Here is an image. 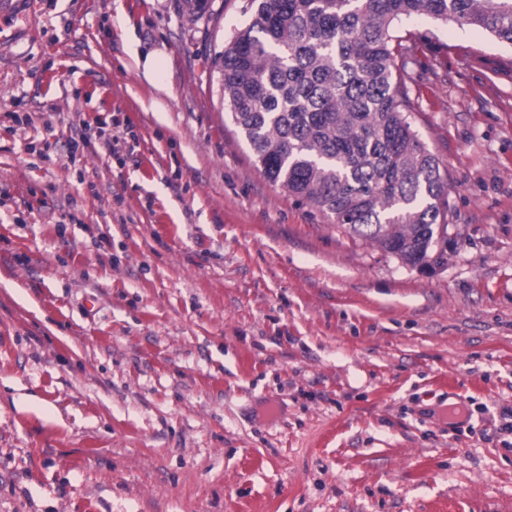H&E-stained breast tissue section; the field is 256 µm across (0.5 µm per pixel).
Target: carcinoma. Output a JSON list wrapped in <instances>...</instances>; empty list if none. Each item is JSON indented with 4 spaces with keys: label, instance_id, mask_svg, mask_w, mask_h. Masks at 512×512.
I'll return each instance as SVG.
<instances>
[{
    "label": "carcinoma",
    "instance_id": "carcinoma-1",
    "mask_svg": "<svg viewBox=\"0 0 512 512\" xmlns=\"http://www.w3.org/2000/svg\"><path fill=\"white\" fill-rule=\"evenodd\" d=\"M212 61L264 175L420 271L448 256V183L409 121L395 27L425 15L512 44V0H252Z\"/></svg>",
    "mask_w": 512,
    "mask_h": 512
}]
</instances>
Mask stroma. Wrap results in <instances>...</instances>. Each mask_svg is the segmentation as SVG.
Segmentation results:
<instances>
[{"instance_id":"obj_1","label":"stroma","mask_w":512,"mask_h":512,"mask_svg":"<svg viewBox=\"0 0 512 512\" xmlns=\"http://www.w3.org/2000/svg\"><path fill=\"white\" fill-rule=\"evenodd\" d=\"M209 3L0 15V512H512V45L398 27L429 274L264 176L212 68L249 0Z\"/></svg>"}]
</instances>
